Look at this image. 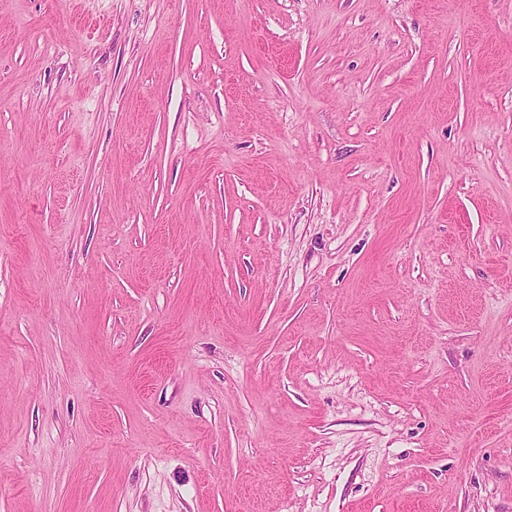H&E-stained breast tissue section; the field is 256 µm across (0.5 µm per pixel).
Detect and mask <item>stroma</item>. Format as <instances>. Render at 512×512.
<instances>
[{"instance_id": "obj_1", "label": "stroma", "mask_w": 512, "mask_h": 512, "mask_svg": "<svg viewBox=\"0 0 512 512\" xmlns=\"http://www.w3.org/2000/svg\"><path fill=\"white\" fill-rule=\"evenodd\" d=\"M0 512H512V0H0Z\"/></svg>"}]
</instances>
